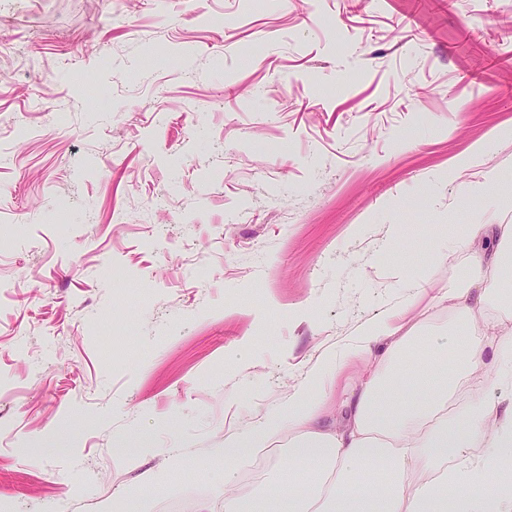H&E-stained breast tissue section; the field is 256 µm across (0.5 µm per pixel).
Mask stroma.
Wrapping results in <instances>:
<instances>
[{"label": "stroma", "instance_id": "obj_1", "mask_svg": "<svg viewBox=\"0 0 512 512\" xmlns=\"http://www.w3.org/2000/svg\"><path fill=\"white\" fill-rule=\"evenodd\" d=\"M0 503L223 498L213 449L512 224V0H0ZM423 287L407 306L405 282Z\"/></svg>", "mask_w": 512, "mask_h": 512}]
</instances>
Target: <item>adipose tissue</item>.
Here are the masks:
<instances>
[{
    "label": "adipose tissue",
    "mask_w": 512,
    "mask_h": 512,
    "mask_svg": "<svg viewBox=\"0 0 512 512\" xmlns=\"http://www.w3.org/2000/svg\"><path fill=\"white\" fill-rule=\"evenodd\" d=\"M473 251L448 307L455 371L429 358L423 323L386 311L359 329L313 371L320 392L300 386L252 427L228 434L214 458L224 462L226 512H512V304L496 289L512 277L508 224H470ZM372 369L346 401L334 398L349 363ZM343 416L329 429L330 411ZM288 459L305 468L253 493L236 468L266 455L280 434Z\"/></svg>",
    "instance_id": "1"
}]
</instances>
